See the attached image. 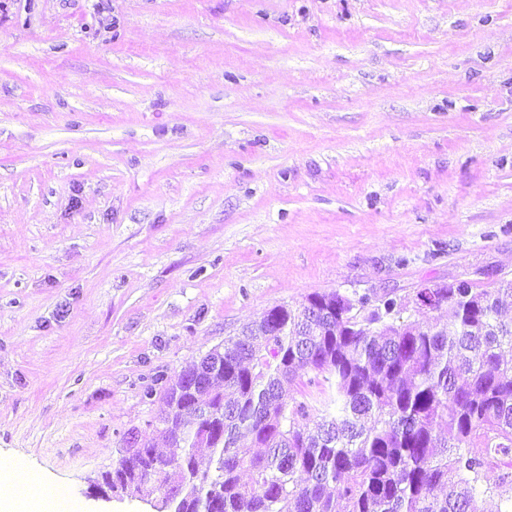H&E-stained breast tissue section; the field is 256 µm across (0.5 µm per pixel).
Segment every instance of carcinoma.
Listing matches in <instances>:
<instances>
[{"label":"carcinoma","instance_id":"cac0c4a2","mask_svg":"<svg viewBox=\"0 0 512 512\" xmlns=\"http://www.w3.org/2000/svg\"><path fill=\"white\" fill-rule=\"evenodd\" d=\"M435 294L442 324L399 323L397 299L365 294L350 301L355 323L342 308L330 322L302 309L271 352L229 340L223 388L184 413L165 390L168 454L143 443L102 476L156 475L171 512H475L479 496L512 512L509 475L486 472L488 458H512V322L500 315L512 288L464 281ZM308 371L328 383L315 404L290 395L288 424L269 421L281 373L291 385ZM171 414L193 431L178 435Z\"/></svg>","mask_w":512,"mask_h":512}]
</instances>
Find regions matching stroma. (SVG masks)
<instances>
[{"instance_id": "obj_1", "label": "stroma", "mask_w": 512, "mask_h": 512, "mask_svg": "<svg viewBox=\"0 0 512 512\" xmlns=\"http://www.w3.org/2000/svg\"><path fill=\"white\" fill-rule=\"evenodd\" d=\"M512 280V0H7L0 465L76 512L276 305Z\"/></svg>"}]
</instances>
